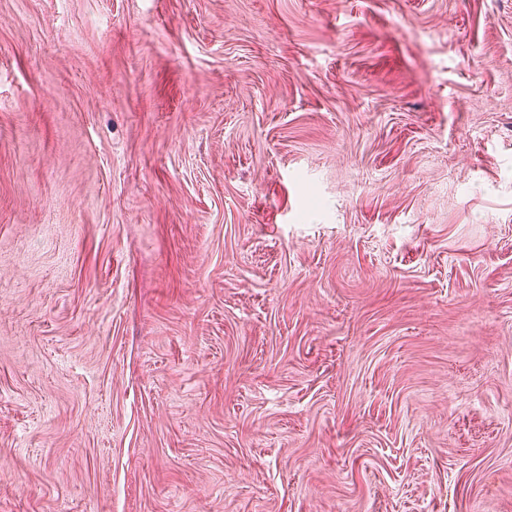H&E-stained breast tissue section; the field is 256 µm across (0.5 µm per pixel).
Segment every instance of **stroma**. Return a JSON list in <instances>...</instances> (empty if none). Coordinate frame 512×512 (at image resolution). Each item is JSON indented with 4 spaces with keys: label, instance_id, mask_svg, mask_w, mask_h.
I'll list each match as a JSON object with an SVG mask.
<instances>
[{
    "label": "stroma",
    "instance_id": "stroma-1",
    "mask_svg": "<svg viewBox=\"0 0 512 512\" xmlns=\"http://www.w3.org/2000/svg\"><path fill=\"white\" fill-rule=\"evenodd\" d=\"M0 512H512V0H0Z\"/></svg>",
    "mask_w": 512,
    "mask_h": 512
}]
</instances>
